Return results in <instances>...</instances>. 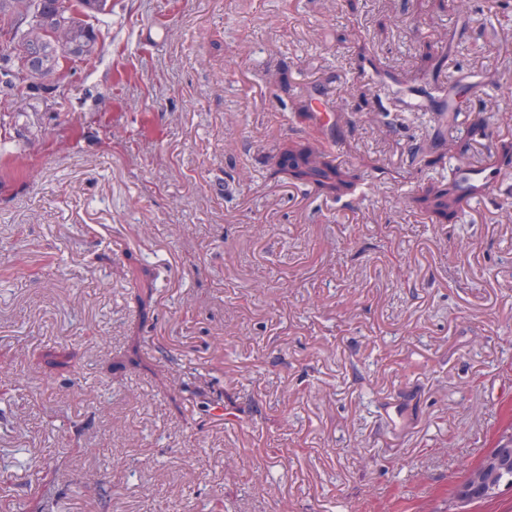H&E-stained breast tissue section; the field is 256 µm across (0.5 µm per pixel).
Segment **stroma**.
I'll return each instance as SVG.
<instances>
[{
    "label": "stroma",
    "mask_w": 512,
    "mask_h": 512,
    "mask_svg": "<svg viewBox=\"0 0 512 512\" xmlns=\"http://www.w3.org/2000/svg\"><path fill=\"white\" fill-rule=\"evenodd\" d=\"M111 7L92 62L0 92V512H463L512 424V165L439 222L414 197L512 142V0ZM362 47L474 92L411 111ZM307 105L344 114L355 193L274 178L323 141ZM478 114L491 138L425 163ZM131 285V294L139 308L141 319L145 321L154 305L155 288L153 281L133 276Z\"/></svg>",
    "instance_id": "stroma-1"
}]
</instances>
